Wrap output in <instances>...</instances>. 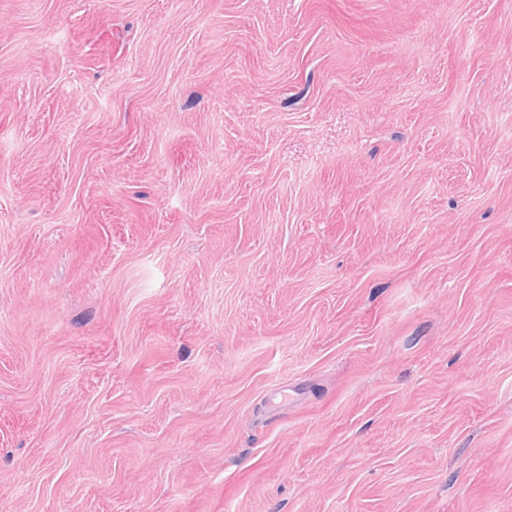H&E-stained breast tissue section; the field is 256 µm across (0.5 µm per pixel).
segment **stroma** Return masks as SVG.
Instances as JSON below:
<instances>
[{
  "mask_svg": "<svg viewBox=\"0 0 512 512\" xmlns=\"http://www.w3.org/2000/svg\"><path fill=\"white\" fill-rule=\"evenodd\" d=\"M0 512H512V0H0Z\"/></svg>",
  "mask_w": 512,
  "mask_h": 512,
  "instance_id": "stroma-1",
  "label": "stroma"
}]
</instances>
